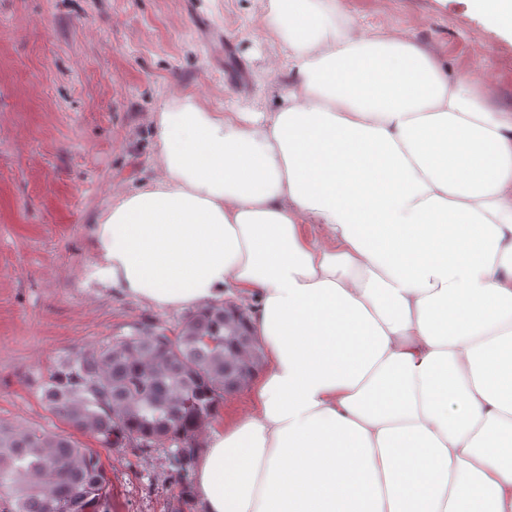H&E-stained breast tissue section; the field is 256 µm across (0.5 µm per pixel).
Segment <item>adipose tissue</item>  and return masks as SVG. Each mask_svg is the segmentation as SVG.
Returning <instances> with one entry per match:
<instances>
[{"mask_svg": "<svg viewBox=\"0 0 512 512\" xmlns=\"http://www.w3.org/2000/svg\"><path fill=\"white\" fill-rule=\"evenodd\" d=\"M344 13L270 0L278 110L157 114L160 172L103 214L93 275L256 302L267 361L196 458L202 512H512V110Z\"/></svg>", "mask_w": 512, "mask_h": 512, "instance_id": "adipose-tissue-1", "label": "adipose tissue"}]
</instances>
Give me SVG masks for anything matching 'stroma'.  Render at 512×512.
I'll use <instances>...</instances> for the list:
<instances>
[{"label":"stroma","instance_id":"1","mask_svg":"<svg viewBox=\"0 0 512 512\" xmlns=\"http://www.w3.org/2000/svg\"><path fill=\"white\" fill-rule=\"evenodd\" d=\"M269 0H0V422L95 449L112 512H201L166 451L101 447L50 410L42 384L69 353L159 310L90 277L97 220L158 171L157 112L189 96L208 112L277 109L286 56ZM350 22L413 33L449 77L485 74L512 109V37L469 0H345Z\"/></svg>","mask_w":512,"mask_h":512}]
</instances>
